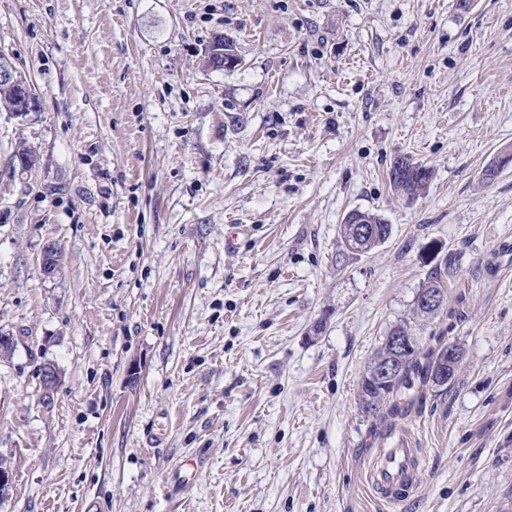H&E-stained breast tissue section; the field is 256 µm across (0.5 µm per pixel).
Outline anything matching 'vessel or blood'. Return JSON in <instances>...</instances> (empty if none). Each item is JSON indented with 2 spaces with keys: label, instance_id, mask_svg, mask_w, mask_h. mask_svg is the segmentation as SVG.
Returning a JSON list of instances; mask_svg holds the SVG:
<instances>
[{
  "label": "vessel or blood",
  "instance_id": "b4317fda",
  "mask_svg": "<svg viewBox=\"0 0 512 512\" xmlns=\"http://www.w3.org/2000/svg\"><path fill=\"white\" fill-rule=\"evenodd\" d=\"M421 451L404 435L391 439L379 449L367 480L372 490L390 504H397L412 493L421 474Z\"/></svg>",
  "mask_w": 512,
  "mask_h": 512
}]
</instances>
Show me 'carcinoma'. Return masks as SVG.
<instances>
[{
  "mask_svg": "<svg viewBox=\"0 0 512 512\" xmlns=\"http://www.w3.org/2000/svg\"><path fill=\"white\" fill-rule=\"evenodd\" d=\"M431 178L429 168L412 162L406 156H400L393 162L390 182L397 190H401L409 196H415L422 192ZM364 217L372 232L363 237L360 251L367 253L376 246L384 243L390 236L391 225L376 212L366 210ZM448 266L435 262L426 275V282L422 285L424 291H434L440 296H445ZM398 336L406 341L403 350L396 351L391 338ZM448 344L438 341L437 345L428 350H423V344L419 337L415 336L414 329L407 321L394 325L381 345L375 351L364 370L359 386L358 401L360 412L366 418L381 419L385 415L400 409L401 400L405 398V389L410 386L413 377L418 376L434 387H445L453 383V379L443 382L438 377V371L442 363L448 360ZM395 358L398 365L397 374L384 379L375 378L374 372L377 366L389 358Z\"/></svg>",
  "mask_w": 512,
  "mask_h": 512,
  "instance_id": "1",
  "label": "carcinoma"
}]
</instances>
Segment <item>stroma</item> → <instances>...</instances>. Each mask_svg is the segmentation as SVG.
<instances>
[{
    "mask_svg": "<svg viewBox=\"0 0 512 512\" xmlns=\"http://www.w3.org/2000/svg\"><path fill=\"white\" fill-rule=\"evenodd\" d=\"M217 37L238 67H203ZM0 50L41 98L0 119V163L41 155L0 195V512H512V0H0ZM356 208L391 234L340 262ZM433 244L458 265L416 333L459 371L366 419ZM400 432L392 505L366 475ZM36 153H38V149L34 145L29 144L25 139H20L14 149L16 157L10 155L7 160L6 166L9 172L12 173L16 167L21 170V173L35 171L40 164L39 156L19 157L18 155H34ZM431 178V171L426 166L412 162L409 157L399 156L393 162L390 182L397 190L409 196L422 192ZM63 252L57 243L47 241L43 244L39 257V270L44 278L53 277L61 266ZM39 401L48 407L60 385L61 375L54 364L43 363L39 365ZM421 450L406 435L393 437L387 448H379L367 480L372 490L390 504L412 493L421 474Z\"/></svg>",
    "mask_w": 512,
    "mask_h": 512,
    "instance_id": "35a3bbf8",
    "label": "stroma"
}]
</instances>
